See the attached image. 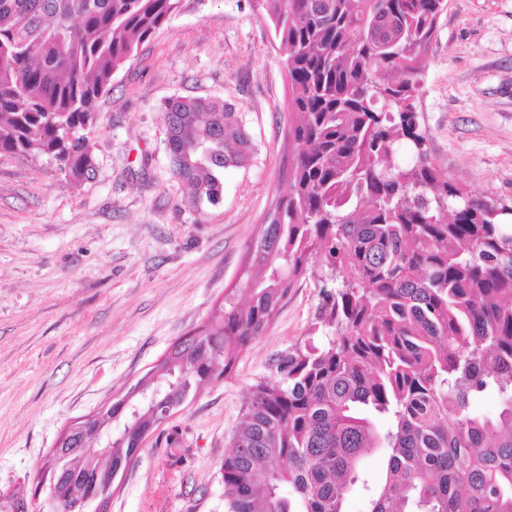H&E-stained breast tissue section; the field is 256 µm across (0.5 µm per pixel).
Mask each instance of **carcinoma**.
Segmentation results:
<instances>
[{
  "instance_id": "1",
  "label": "carcinoma",
  "mask_w": 512,
  "mask_h": 512,
  "mask_svg": "<svg viewBox=\"0 0 512 512\" xmlns=\"http://www.w3.org/2000/svg\"><path fill=\"white\" fill-rule=\"evenodd\" d=\"M181 0H0V155H43L90 177L97 102ZM288 75V191L249 247L247 299L214 318L112 404V458L67 455L54 495L74 505L124 468L155 406L230 374L301 281L318 288L313 338L250 390L224 458L225 512H512V207L434 163L418 109L446 0H258ZM173 174L203 212L224 170L254 153L240 113L181 97L163 108ZM318 257L321 265L311 259ZM494 394L493 415L470 409ZM387 452L384 480L362 470ZM0 512H29L17 494Z\"/></svg>"
}]
</instances>
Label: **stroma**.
Instances as JSON below:
<instances>
[{
  "mask_svg": "<svg viewBox=\"0 0 512 512\" xmlns=\"http://www.w3.org/2000/svg\"><path fill=\"white\" fill-rule=\"evenodd\" d=\"M232 104L257 146L198 213L172 173L162 107ZM432 159L512 204V0H447L422 76ZM288 77L258 0H181L99 98L95 169L70 181L44 156L0 155V492L51 512L37 472L66 425L117 401L244 286L252 240L284 194ZM295 288L228 377L204 385L118 473L111 512H224L220 465L250 387L308 336Z\"/></svg>",
  "mask_w": 512,
  "mask_h": 512,
  "instance_id": "obj_1",
  "label": "stroma"
}]
</instances>
